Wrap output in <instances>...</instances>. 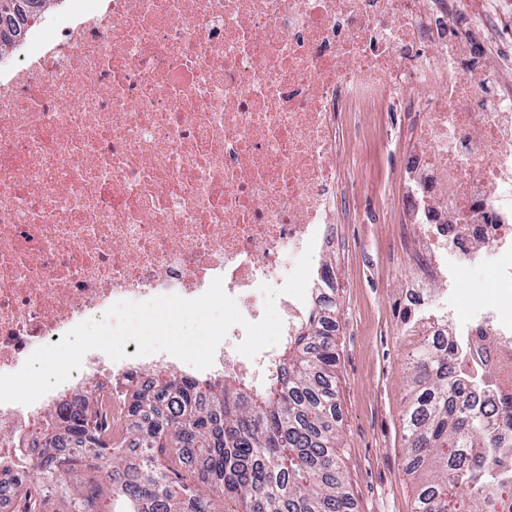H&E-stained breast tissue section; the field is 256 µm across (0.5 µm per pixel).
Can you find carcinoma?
Returning <instances> with one entry per match:
<instances>
[{
	"instance_id": "obj_1",
	"label": "carcinoma",
	"mask_w": 512,
	"mask_h": 512,
	"mask_svg": "<svg viewBox=\"0 0 512 512\" xmlns=\"http://www.w3.org/2000/svg\"><path fill=\"white\" fill-rule=\"evenodd\" d=\"M64 0H0V61L29 23ZM336 302L318 299L278 365L257 384L227 371L219 384L171 376L137 387L126 413L124 453L100 439L88 404L57 418L46 444L77 453H20L0 469L19 487L36 477L43 495L26 494L21 512H355L336 445ZM458 337L423 338L411 355L403 413L410 448L405 467L428 473L413 512H512V395L500 401L498 430L471 382ZM220 495L235 508L213 507Z\"/></svg>"
}]
</instances>
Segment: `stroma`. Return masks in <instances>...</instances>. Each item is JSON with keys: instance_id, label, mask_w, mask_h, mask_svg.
<instances>
[{"instance_id": "obj_1", "label": "stroma", "mask_w": 512, "mask_h": 512, "mask_svg": "<svg viewBox=\"0 0 512 512\" xmlns=\"http://www.w3.org/2000/svg\"><path fill=\"white\" fill-rule=\"evenodd\" d=\"M359 152L367 156L369 171L345 172L355 190V213L341 225L336 247L312 261L316 270L330 264L336 279L337 454L356 512H411L422 477L405 469L402 413L409 352L419 336L407 330L404 315L419 296L426 309H433L432 299L444 282L417 287L408 256L396 247L399 225L377 223L381 201L363 186L368 176H378L387 192H396L403 149L382 156L366 144Z\"/></svg>"}]
</instances>
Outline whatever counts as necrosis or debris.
Returning <instances> with one entry per match:
<instances>
[{"label": "necrosis or debris", "instance_id": "obj_1", "mask_svg": "<svg viewBox=\"0 0 512 512\" xmlns=\"http://www.w3.org/2000/svg\"><path fill=\"white\" fill-rule=\"evenodd\" d=\"M0 70V375L122 301L202 296L221 279L246 321L307 247L344 223L340 128L417 112L400 220L447 276L431 333L512 349V0H85ZM494 297L461 305L460 279ZM214 375L263 374L273 348ZM85 354L32 404L0 403V462L78 399L120 424L114 385L178 358ZM475 353L470 369L482 370Z\"/></svg>", "mask_w": 512, "mask_h": 512}]
</instances>
